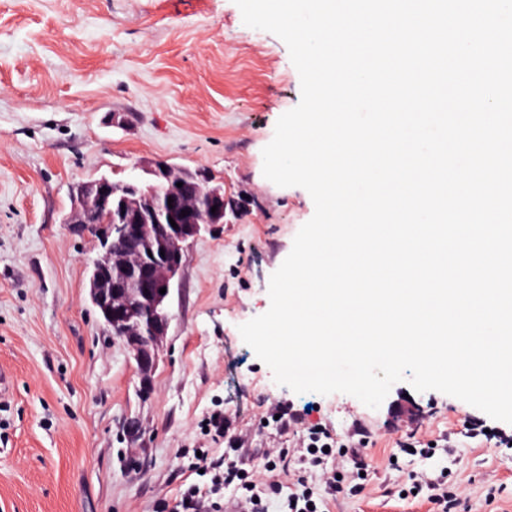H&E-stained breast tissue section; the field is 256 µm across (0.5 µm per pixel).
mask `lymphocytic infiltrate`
<instances>
[{"mask_svg": "<svg viewBox=\"0 0 512 512\" xmlns=\"http://www.w3.org/2000/svg\"><path fill=\"white\" fill-rule=\"evenodd\" d=\"M276 416L279 435L292 439L289 448H269L263 470L245 469L237 460L201 455L200 462L210 476L208 488L193 484L181 494L182 512H221L219 495L224 488L234 487L254 492L257 485H265L266 493L253 503L252 512H267L269 499L278 497L283 481H292L297 491L291 496L287 512H326L328 497L336 496L360 477L359 472L337 473L326 467L329 456L346 454L361 460L372 433L361 423H354L345 442L335 441L326 428L308 423L303 412L293 405L276 403L270 409ZM400 492L428 490L429 501L438 512H456L462 499L452 491L446 477L431 478L424 473L409 475L398 481Z\"/></svg>", "mask_w": 512, "mask_h": 512, "instance_id": "obj_1", "label": "lymphocytic infiltrate"}]
</instances>
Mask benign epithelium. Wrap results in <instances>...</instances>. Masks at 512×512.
Wrapping results in <instances>:
<instances>
[{
  "label": "benign epithelium",
  "instance_id": "obj_1",
  "mask_svg": "<svg viewBox=\"0 0 512 512\" xmlns=\"http://www.w3.org/2000/svg\"><path fill=\"white\" fill-rule=\"evenodd\" d=\"M170 171L171 166L157 162L148 170L151 183L136 178L115 183L106 176L79 182L72 186L73 212L67 218V223L99 234L102 252L90 270L89 300L102 314L107 332L126 342L145 384L166 340L168 298L188 248L208 227L224 223L223 186L212 184L198 168L186 172L182 186H170L161 195L158 183L169 181ZM151 224L167 240L164 256L138 258L133 251Z\"/></svg>",
  "mask_w": 512,
  "mask_h": 512
}]
</instances>
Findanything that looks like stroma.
<instances>
[{"mask_svg":"<svg viewBox=\"0 0 512 512\" xmlns=\"http://www.w3.org/2000/svg\"><path fill=\"white\" fill-rule=\"evenodd\" d=\"M300 98L286 44L247 27L234 0H0V369L14 376L0 401V512H179L203 417L236 411L259 466L275 399L338 436L356 420L373 433L365 490L331 512H434L426 497L383 494L398 473L397 405L439 444L400 457L401 470H452L465 512H512V424L405 380L376 409L297 394L244 343L239 325L268 310L270 277L314 214L304 188L263 175L262 150ZM158 160L207 169L237 210L191 244L145 384L88 299L100 241L64 219L74 183Z\"/></svg>","mask_w":512,"mask_h":512,"instance_id":"1","label":"stroma"}]
</instances>
